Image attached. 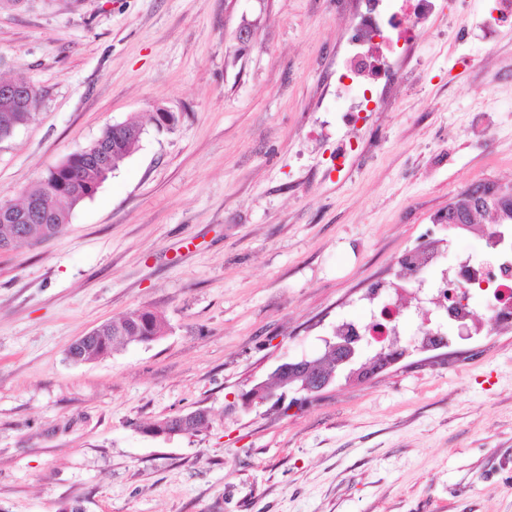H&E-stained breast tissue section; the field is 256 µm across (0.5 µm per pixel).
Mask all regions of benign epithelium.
<instances>
[{
    "mask_svg": "<svg viewBox=\"0 0 512 512\" xmlns=\"http://www.w3.org/2000/svg\"><path fill=\"white\" fill-rule=\"evenodd\" d=\"M483 209V202L474 201L470 196H463V200H453L448 207L451 213L463 214L466 221L474 220L475 216ZM0 210L7 215L20 221L31 222L35 219V205L31 202L23 206H16L12 202H3L0 204ZM325 355L335 357L332 367L322 370V359L308 360L303 358L299 361L281 363L275 373L276 384L269 388L261 382L254 385L248 398L259 404H264L275 400L284 401L288 395H293L296 402H306L319 395L324 390L336 383V379L344 376L346 378L357 377L363 373V369L357 367L362 351L361 345L347 336H336L326 340ZM206 415L204 411H193L184 415L177 416L180 420V426L172 429L166 424L152 426L143 433L154 436H172L185 433V427L201 416Z\"/></svg>",
    "mask_w": 512,
    "mask_h": 512,
    "instance_id": "obj_1",
    "label": "benign epithelium"
}]
</instances>
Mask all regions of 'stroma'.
<instances>
[{"label":"stroma","instance_id":"35a3bbf8","mask_svg":"<svg viewBox=\"0 0 512 512\" xmlns=\"http://www.w3.org/2000/svg\"><path fill=\"white\" fill-rule=\"evenodd\" d=\"M353 0H24L0 10V78L41 92L0 140V202L112 125L135 153L54 238L0 251V512H512V331L242 409L278 365L325 352L365 290L480 183L512 184V29L448 0L408 84L350 124L327 111ZM248 28L252 37L240 42ZM164 107L177 124L159 129ZM492 109L487 133L473 132ZM353 144L344 167L337 141ZM149 309V344L75 364L69 344ZM197 408L208 427L140 426ZM201 416H208L205 411H193L184 415H179L176 418L180 420V427L175 426L173 430L168 428L165 423H162L159 426H152L147 429H144L142 432L144 434L160 437V436H172L176 434H186L184 430L186 426H191L192 423Z\"/></svg>","mask_w":512,"mask_h":512}]
</instances>
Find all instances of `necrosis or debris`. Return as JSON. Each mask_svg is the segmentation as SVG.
<instances>
[{"instance_id":"obj_1","label":"necrosis or debris","mask_w":512,"mask_h":512,"mask_svg":"<svg viewBox=\"0 0 512 512\" xmlns=\"http://www.w3.org/2000/svg\"><path fill=\"white\" fill-rule=\"evenodd\" d=\"M436 0H356L344 53L336 64V109L348 113L351 122L374 111L391 87L405 75L393 54L396 48L415 44V28L436 11ZM507 225L491 226L487 245L497 256L493 265L472 263L460 252L455 264L443 272L441 283L424 302L422 342L443 335L445 326H457L462 335L472 333L480 311H487L499 328L512 330V238ZM384 286L368 294L373 306L365 319L345 323L344 328L368 342L398 350L399 325L404 315Z\"/></svg>"}]
</instances>
